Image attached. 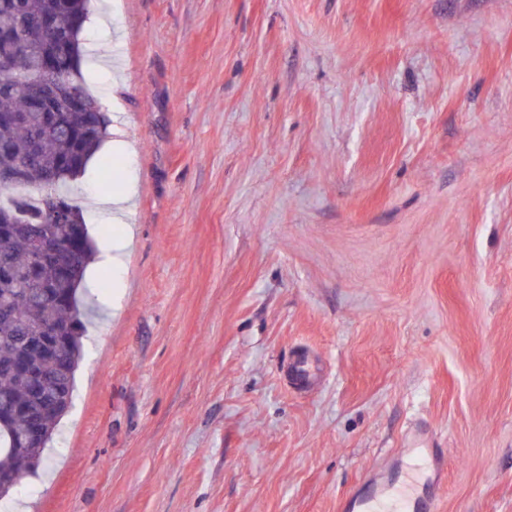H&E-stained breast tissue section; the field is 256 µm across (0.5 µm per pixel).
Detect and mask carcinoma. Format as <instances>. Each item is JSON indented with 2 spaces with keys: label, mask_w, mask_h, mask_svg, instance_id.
<instances>
[{
  "label": "carcinoma",
  "mask_w": 512,
  "mask_h": 512,
  "mask_svg": "<svg viewBox=\"0 0 512 512\" xmlns=\"http://www.w3.org/2000/svg\"><path fill=\"white\" fill-rule=\"evenodd\" d=\"M89 0H69L64 14L67 37L74 48L64 71L50 79L67 81L78 95L90 96L83 73L82 32ZM58 0H0V175L22 170L23 186L35 188L37 197L5 198L16 223H0V394L10 404L0 408V418L11 432L0 428V476L15 479L35 472L44 463V449L61 416L45 410L35 380L17 371L23 360L34 373L54 376L61 386L60 403L71 404L75 373L82 353L86 306L80 297L87 266L95 254L92 237L71 250L68 224L46 223L45 195L57 194L76 223H85L82 209L69 193L70 183L85 171L87 163L108 136L98 113L76 110L71 98H56L52 112L25 111L30 88L12 77L32 70L41 44L33 22L55 15ZM69 255L67 269L51 261L32 263L36 250ZM25 288H44L47 294L29 308L15 298ZM41 336L65 340L59 353L47 357L39 349ZM36 424L42 430L37 441L23 440L20 432Z\"/></svg>",
  "instance_id": "carcinoma-1"
}]
</instances>
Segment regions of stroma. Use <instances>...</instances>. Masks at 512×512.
Segmentation results:
<instances>
[{
	"label": "stroma",
	"mask_w": 512,
	"mask_h": 512,
	"mask_svg": "<svg viewBox=\"0 0 512 512\" xmlns=\"http://www.w3.org/2000/svg\"><path fill=\"white\" fill-rule=\"evenodd\" d=\"M126 150L73 402L0 512H340L406 448L512 512V0H91ZM122 159L119 178L107 160ZM130 201V196L128 193L123 194H112V195H102L96 196L93 200L95 205L100 206H110L112 207L113 212V223L121 224L122 215H124L125 211L128 209V202Z\"/></svg>",
	"instance_id": "1"
}]
</instances>
